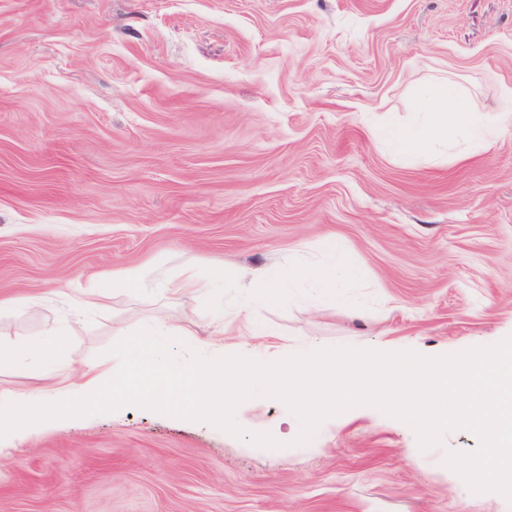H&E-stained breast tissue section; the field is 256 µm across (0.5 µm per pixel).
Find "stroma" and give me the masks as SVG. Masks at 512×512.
Here are the masks:
<instances>
[{
	"mask_svg": "<svg viewBox=\"0 0 512 512\" xmlns=\"http://www.w3.org/2000/svg\"><path fill=\"white\" fill-rule=\"evenodd\" d=\"M449 79L499 128L458 158L394 156L417 92ZM335 240L358 271L350 304L320 289L257 305L168 281L221 263L313 262ZM146 265L82 318L89 274ZM0 342L65 331L72 366L117 370L110 347L161 319L281 358L321 344L437 356L512 334V0H0ZM35 296L38 306L25 304ZM223 323V338L213 335ZM47 368L0 367L39 399ZM242 425L299 427L254 398ZM467 430L420 451L371 407L306 446L264 450L136 407L0 439V512H512L442 464Z\"/></svg>",
	"mask_w": 512,
	"mask_h": 512,
	"instance_id": "35a3bbf8",
	"label": "stroma"
}]
</instances>
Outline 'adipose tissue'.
I'll use <instances>...</instances> for the list:
<instances>
[{
    "label": "adipose tissue",
    "mask_w": 512,
    "mask_h": 512,
    "mask_svg": "<svg viewBox=\"0 0 512 512\" xmlns=\"http://www.w3.org/2000/svg\"><path fill=\"white\" fill-rule=\"evenodd\" d=\"M417 123L409 130H394L389 134L393 150L400 155H424L434 143L450 136L463 135L473 146L488 143L495 131L487 125L471 102L448 80L437 81L418 99ZM145 279V271L139 266H125L89 276L84 288L78 289L72 298L76 311L91 307H106L110 298L108 285L136 288ZM211 281L234 284L241 288L258 289V297L270 302L279 298L282 291L315 285L325 289L333 298H341V290L354 279L346 261L335 249H328L324 259L314 267L297 266L280 273L270 280L224 266L210 275Z\"/></svg>",
    "instance_id": "ef3b65f1"
}]
</instances>
